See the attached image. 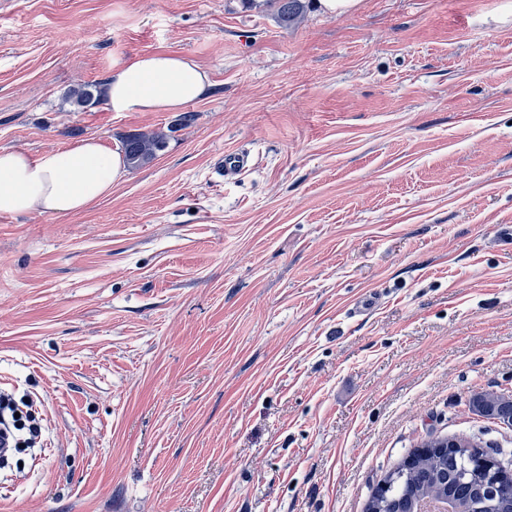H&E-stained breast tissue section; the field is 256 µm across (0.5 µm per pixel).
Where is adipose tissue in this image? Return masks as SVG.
I'll return each instance as SVG.
<instances>
[{"instance_id": "obj_1", "label": "adipose tissue", "mask_w": 512, "mask_h": 512, "mask_svg": "<svg viewBox=\"0 0 512 512\" xmlns=\"http://www.w3.org/2000/svg\"><path fill=\"white\" fill-rule=\"evenodd\" d=\"M211 86L195 61L173 53L139 54L107 81L115 112H172L203 99ZM128 174L119 149L88 139L38 157L0 149V215L30 212L70 216L112 192Z\"/></svg>"}]
</instances>
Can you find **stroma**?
I'll use <instances>...</instances> for the list:
<instances>
[{
	"mask_svg": "<svg viewBox=\"0 0 512 512\" xmlns=\"http://www.w3.org/2000/svg\"><path fill=\"white\" fill-rule=\"evenodd\" d=\"M212 87L85 109L137 54ZM159 133L71 216L0 215V391L43 447L10 512H365L426 442L512 456V11L488 0H0V148ZM250 168L218 181V153ZM375 292L379 307L352 312ZM311 1L313 0H308V4H306L303 0H265L266 3L274 6L275 18L282 26L293 24L300 18ZM477 408L482 409L480 415L489 420H499L505 422L510 416L512 418V398H505L503 395L484 396L475 401Z\"/></svg>",
	"mask_w": 512,
	"mask_h": 512,
	"instance_id": "35a3bbf8",
	"label": "stroma"
}]
</instances>
